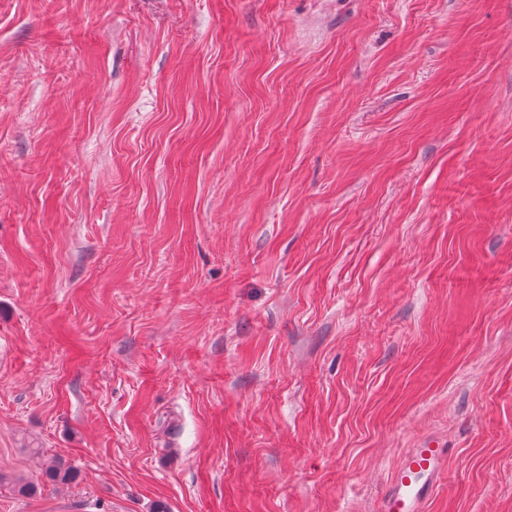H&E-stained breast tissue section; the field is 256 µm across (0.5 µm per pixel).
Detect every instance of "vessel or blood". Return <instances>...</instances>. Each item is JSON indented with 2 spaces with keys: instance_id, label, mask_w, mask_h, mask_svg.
<instances>
[{
  "instance_id": "b4317fda",
  "label": "vessel or blood",
  "mask_w": 512,
  "mask_h": 512,
  "mask_svg": "<svg viewBox=\"0 0 512 512\" xmlns=\"http://www.w3.org/2000/svg\"><path fill=\"white\" fill-rule=\"evenodd\" d=\"M447 456V448L433 441L408 449L380 500L379 512H427Z\"/></svg>"
}]
</instances>
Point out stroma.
Here are the masks:
<instances>
[{"label":"stroma","instance_id":"1","mask_svg":"<svg viewBox=\"0 0 512 512\" xmlns=\"http://www.w3.org/2000/svg\"><path fill=\"white\" fill-rule=\"evenodd\" d=\"M512 512V0H0V512ZM39 447L41 456L30 454ZM448 448L428 441L409 448L380 500L379 512H426L447 465ZM77 477L76 470L67 465L60 458H47L45 460L41 479L53 485L68 484Z\"/></svg>","mask_w":512,"mask_h":512}]
</instances>
